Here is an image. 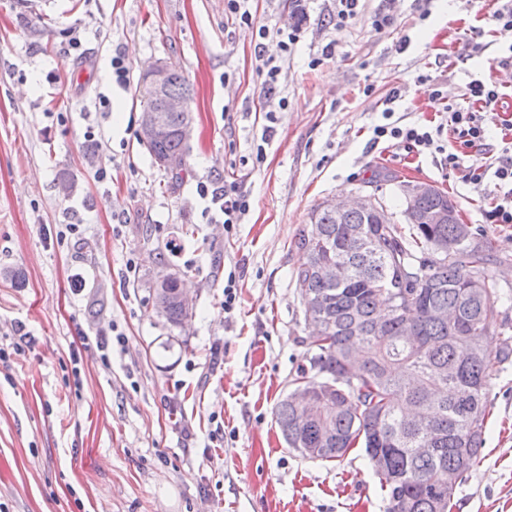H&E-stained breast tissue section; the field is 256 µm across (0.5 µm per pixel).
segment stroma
I'll list each match as a JSON object with an SVG mask.
<instances>
[{"label":"stroma","instance_id":"obj_1","mask_svg":"<svg viewBox=\"0 0 512 512\" xmlns=\"http://www.w3.org/2000/svg\"><path fill=\"white\" fill-rule=\"evenodd\" d=\"M497 7L362 0L340 27L334 0H252L261 23L298 33L270 100L252 31L224 0H0V512H386L363 449L309 459L276 423L309 348L296 243L329 197L375 195L403 226L407 185L433 183L507 294L491 349L512 336V224L483 223L488 188L430 153L370 141L385 107L435 127L488 76L490 155L501 154L512 43L494 32ZM381 11L394 18L382 33ZM159 62L192 90L178 175L139 137L140 80ZM230 181L250 208L228 231L199 188ZM64 224L77 230L60 241ZM164 270L193 300L180 326L154 305ZM490 374L485 442L452 512H512V359Z\"/></svg>","mask_w":512,"mask_h":512}]
</instances>
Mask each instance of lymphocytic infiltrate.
<instances>
[{
    "instance_id": "1",
    "label": "lymphocytic infiltrate",
    "mask_w": 512,
    "mask_h": 512,
    "mask_svg": "<svg viewBox=\"0 0 512 512\" xmlns=\"http://www.w3.org/2000/svg\"><path fill=\"white\" fill-rule=\"evenodd\" d=\"M251 0H226L231 20L250 28L255 37V57L258 71L263 77L266 93H274L284 61L265 53V42L272 32L267 25L257 21L250 8ZM467 104L448 106V127L441 130L425 125L404 124L394 120L392 110H385L380 124L372 129L374 140H386L392 146L406 152L424 151L439 155L440 163L450 170L465 169L466 180L479 184L491 181L493 204L485 211L484 218L490 224H512V154L502 153L495 162H482L486 151L487 126L482 114L495 111L499 92L493 83L479 79L469 82ZM449 133L456 143L455 149L442 145L440 136Z\"/></svg>"
}]
</instances>
